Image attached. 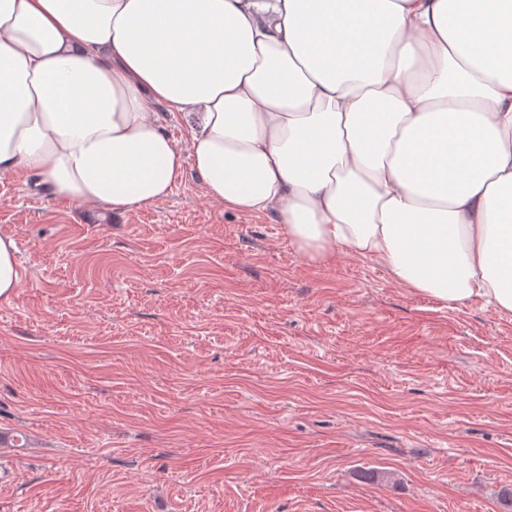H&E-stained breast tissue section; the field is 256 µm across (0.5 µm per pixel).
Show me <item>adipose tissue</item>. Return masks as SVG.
<instances>
[{
    "label": "adipose tissue",
    "mask_w": 512,
    "mask_h": 512,
    "mask_svg": "<svg viewBox=\"0 0 512 512\" xmlns=\"http://www.w3.org/2000/svg\"><path fill=\"white\" fill-rule=\"evenodd\" d=\"M189 169L311 262L511 314L512 0H0L1 174L125 215ZM158 112H161L163 116L166 131L178 142L179 146L185 151L188 150L186 130L179 114L170 113L164 107H159Z\"/></svg>",
    "instance_id": "obj_1"
}]
</instances>
